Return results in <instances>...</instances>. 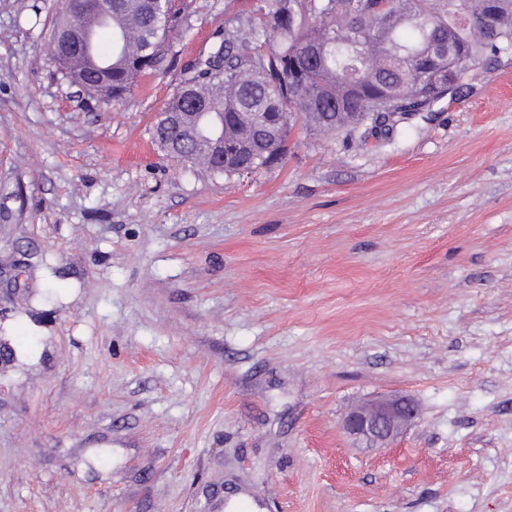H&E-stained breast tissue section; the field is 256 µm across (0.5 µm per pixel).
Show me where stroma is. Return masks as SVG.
<instances>
[{
  "label": "stroma",
  "instance_id": "stroma-1",
  "mask_svg": "<svg viewBox=\"0 0 512 512\" xmlns=\"http://www.w3.org/2000/svg\"><path fill=\"white\" fill-rule=\"evenodd\" d=\"M194 0L106 105L55 0H0V512H512V59L247 176L152 141L224 28ZM413 398L393 447L341 420Z\"/></svg>",
  "mask_w": 512,
  "mask_h": 512
}]
</instances>
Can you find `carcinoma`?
<instances>
[{
    "label": "carcinoma",
    "mask_w": 512,
    "mask_h": 512,
    "mask_svg": "<svg viewBox=\"0 0 512 512\" xmlns=\"http://www.w3.org/2000/svg\"><path fill=\"white\" fill-rule=\"evenodd\" d=\"M260 13L245 17L234 0L224 5V38L197 61L183 82L192 85L189 105L174 93L164 112H222L224 141L243 150L234 162L261 168V158L288 150V126L304 124L365 142L380 112H424L419 65L438 56L453 63L459 54L471 68L512 58V0H499L504 24L483 32L488 0H399L381 19L360 0H261ZM193 12V0H115L112 74L92 76L90 57L59 59L64 78L79 80L88 93L109 103L124 100L136 79L165 55L169 33ZM278 112L277 134L268 113Z\"/></svg>",
    "instance_id": "cac0c4a2"
}]
</instances>
